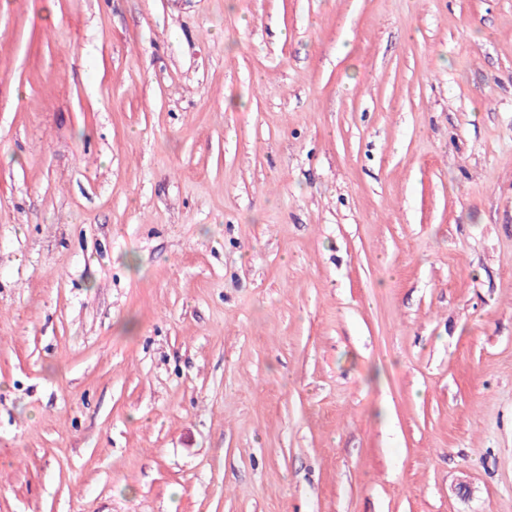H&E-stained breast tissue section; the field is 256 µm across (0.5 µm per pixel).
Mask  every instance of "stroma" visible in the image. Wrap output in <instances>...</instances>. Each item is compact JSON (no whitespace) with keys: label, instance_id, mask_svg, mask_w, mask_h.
<instances>
[{"label":"stroma","instance_id":"obj_1","mask_svg":"<svg viewBox=\"0 0 512 512\" xmlns=\"http://www.w3.org/2000/svg\"><path fill=\"white\" fill-rule=\"evenodd\" d=\"M0 512H512V0H0Z\"/></svg>","mask_w":512,"mask_h":512}]
</instances>
